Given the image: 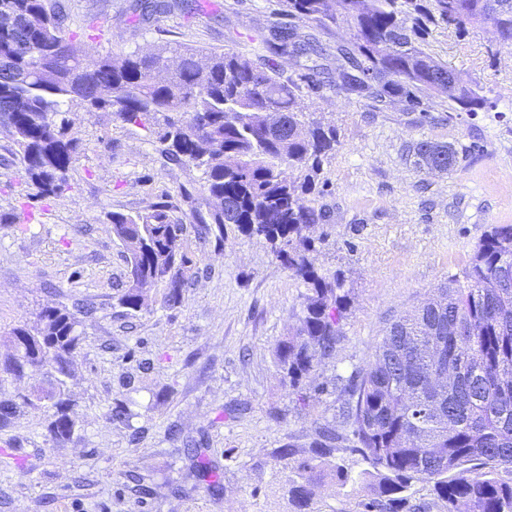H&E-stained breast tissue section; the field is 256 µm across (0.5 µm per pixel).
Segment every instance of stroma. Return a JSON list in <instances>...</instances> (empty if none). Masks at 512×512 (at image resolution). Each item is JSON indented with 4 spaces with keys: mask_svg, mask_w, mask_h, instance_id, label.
I'll return each mask as SVG.
<instances>
[{
    "mask_svg": "<svg viewBox=\"0 0 512 512\" xmlns=\"http://www.w3.org/2000/svg\"><path fill=\"white\" fill-rule=\"evenodd\" d=\"M133 0H45L63 4L64 33L81 56L154 51L158 46L231 49L257 64L273 61L281 80H301L289 56L271 57L261 39L293 25L278 0H198V12L138 24ZM303 31L328 47L319 92L306 111L334 125L336 154L324 161L313 195L325 223L312 229L309 259L346 276L351 303L332 358L315 365V383L368 368L386 327L458 273L492 225L512 224V46L497 55L483 23L466 31L431 27L423 50L466 86H479L491 110L452 112L433 93L428 111L346 93L337 73L343 28L311 22ZM79 143L69 186L40 196L28 185L6 128L0 127V401L19 403L0 424V512H294L288 469L278 458L305 456L320 427L336 421V394L300 404L281 379L276 348L294 334L304 285L262 237L224 227L223 239L188 233L197 275L183 304L130 312L118 296L126 282L124 248L106 215H135L167 202L195 224L213 205L195 164L167 163L150 126L113 110L72 106ZM452 144L458 163L429 174L413 162L416 142ZM85 300L81 347L68 376L53 368L12 372L13 331L47 305ZM61 390L72 405L74 435L48 432L46 403L26 405L36 388ZM125 405L130 425L114 423ZM340 433L349 425L337 423ZM212 472L201 476L199 462ZM311 512H358L359 486L329 479L312 487Z\"/></svg>",
    "mask_w": 512,
    "mask_h": 512,
    "instance_id": "35a3bbf8",
    "label": "stroma"
}]
</instances>
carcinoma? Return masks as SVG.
<instances>
[{
    "label": "carcinoma",
    "mask_w": 512,
    "mask_h": 512,
    "mask_svg": "<svg viewBox=\"0 0 512 512\" xmlns=\"http://www.w3.org/2000/svg\"><path fill=\"white\" fill-rule=\"evenodd\" d=\"M178 6L161 0L135 4L140 20ZM284 12L300 21L334 25L350 32V45L339 49L344 60L341 86L357 97L383 102L398 98L421 108L435 79L448 74L422 48L429 28L440 22L464 30L488 22L496 45L512 46V0H283ZM63 15L48 12L44 0H0V126L7 127L27 179L46 196L61 194L78 151L70 137L66 107L113 109L127 122L165 123L153 131L161 152L175 163L192 162L203 170L216 205L205 233L234 224L262 236L291 276L306 286L296 333L276 350L278 366L305 404L306 384L318 358L336 352L340 322L350 292L339 270L319 271L307 253L315 240L306 230L325 220L324 211L303 203L316 190L323 161L340 145L336 128L317 120L300 104L301 87L280 80L274 65L263 67L228 49L211 51L207 60L192 49L162 47L149 54L80 59L61 35ZM266 41L274 56L287 54L312 71L307 87L320 83L308 65L325 49L292 27L276 30ZM177 58L170 68L168 54ZM492 107L479 90L464 87L448 94V111L477 112ZM279 112L288 130L268 125ZM415 163L428 172L446 173L457 164V151L427 140L413 148ZM112 236L127 253L129 274L119 304L140 311L144 293L162 287L163 304L179 307L195 272L185 239L187 226L175 221L166 203L137 215H107ZM512 224H496L477 244L460 273L438 288L442 308L424 305L387 327L366 369H355L340 390L338 416L352 428L350 451L371 467L369 494L361 512H404L403 493L414 484H432L447 512H512ZM79 320L65 306L43 308L36 325L14 331L18 357L13 371L46 362L68 375L80 344ZM442 339L455 376L443 395L448 423L428 406L434 374L428 345ZM55 391L36 395L55 411L49 432L67 440L75 421ZM346 441L325 425L311 445V456L294 460L288 493L295 512H306L318 460Z\"/></svg>",
    "instance_id": "1"
}]
</instances>
